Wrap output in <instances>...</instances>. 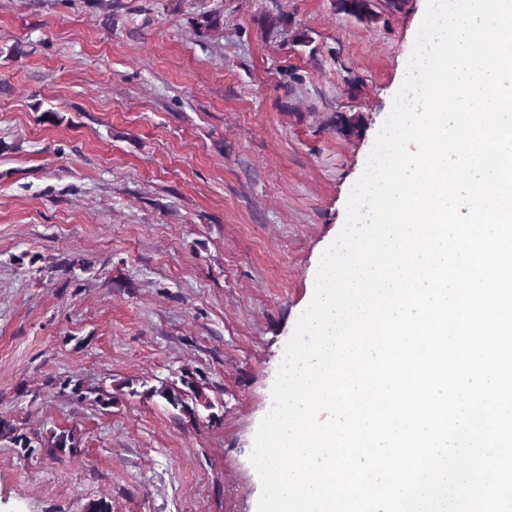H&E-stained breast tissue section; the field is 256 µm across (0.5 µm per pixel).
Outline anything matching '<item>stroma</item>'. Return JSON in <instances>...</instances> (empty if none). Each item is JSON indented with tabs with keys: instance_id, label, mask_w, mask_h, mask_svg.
I'll return each mask as SVG.
<instances>
[{
	"instance_id": "1",
	"label": "stroma",
	"mask_w": 512,
	"mask_h": 512,
	"mask_svg": "<svg viewBox=\"0 0 512 512\" xmlns=\"http://www.w3.org/2000/svg\"><path fill=\"white\" fill-rule=\"evenodd\" d=\"M426 5L0 0V419L82 438L0 441V512H254L256 431ZM187 372L214 411L99 400ZM337 9L360 21H373L377 17L374 0H337ZM60 432L54 431L47 439V446L60 455L73 454L79 448V442L75 439L73 432L66 429H60Z\"/></svg>"
}]
</instances>
